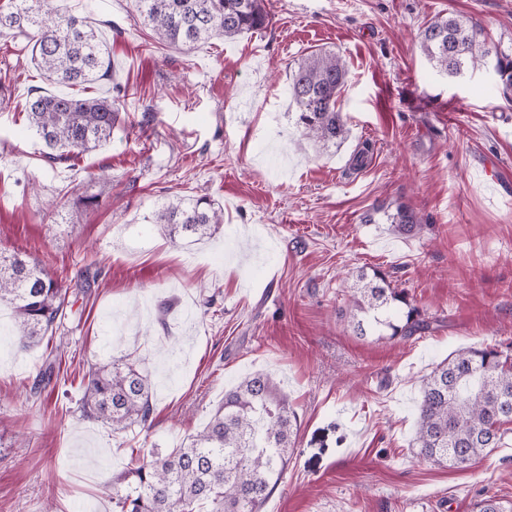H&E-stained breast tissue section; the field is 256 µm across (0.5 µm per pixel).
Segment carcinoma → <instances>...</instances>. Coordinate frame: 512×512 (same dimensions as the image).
Listing matches in <instances>:
<instances>
[{
	"label": "carcinoma",
	"mask_w": 512,
	"mask_h": 512,
	"mask_svg": "<svg viewBox=\"0 0 512 512\" xmlns=\"http://www.w3.org/2000/svg\"><path fill=\"white\" fill-rule=\"evenodd\" d=\"M144 23L158 39L191 48L213 38L263 31L272 23L264 0H135ZM21 33L48 80L82 87L112 77L105 40L86 18L61 14L55 0H16L0 11V36ZM424 56L439 72L459 77L479 66L491 68L505 99L512 98V46L489 38L474 22L436 16L418 34ZM348 84V68L333 53H312L289 75L288 93L297 108L296 125L315 142L336 144L348 129L336 109ZM27 123L50 149L52 162L92 152L112 138L118 108L108 97L68 93L31 94ZM386 223L404 235L422 230L407 206L383 212ZM154 223L179 239H200L219 229L223 212L199 198L169 204ZM349 312L356 334L367 331L387 340H407L431 329L424 311L408 293L375 270L359 275ZM67 289L41 261L0 251V303L12 305L17 344L40 343L62 316ZM83 410L122 433L145 426L153 414L151 384L132 363L114 361L88 374ZM512 422V364L493 346L458 351L423 379L414 443L417 455L435 465L473 464L503 439ZM297 417L288 395L271 374L255 372L224 393V402L190 442L165 455L149 451L126 475L128 488L112 497L116 512H260L288 467ZM474 512H512V501L485 497Z\"/></svg>",
	"instance_id": "obj_1"
}]
</instances>
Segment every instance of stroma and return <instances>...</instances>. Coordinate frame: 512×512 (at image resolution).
Instances as JSON below:
<instances>
[{
  "instance_id": "35a3bbf8",
  "label": "stroma",
  "mask_w": 512,
  "mask_h": 512,
  "mask_svg": "<svg viewBox=\"0 0 512 512\" xmlns=\"http://www.w3.org/2000/svg\"><path fill=\"white\" fill-rule=\"evenodd\" d=\"M112 77L111 141L48 162L30 89L55 92L24 36L0 38V249L50 257L67 306L28 350L0 306V512H112L140 451L187 444L224 399L270 372L298 417L294 454L261 512H473L512 499V430L465 469L412 447L421 383L458 350L512 360V103L492 70L458 78L419 51L438 14L512 44V0H266L267 30L186 51L144 27L134 0H85ZM340 56L348 135L302 136L288 75ZM95 195L99 205L78 201ZM199 197L212 237L171 239L154 213ZM405 204L412 236L368 224ZM387 272L433 319L402 342L348 322L360 270ZM124 358L152 387L150 428L85 418L90 370Z\"/></svg>"
}]
</instances>
